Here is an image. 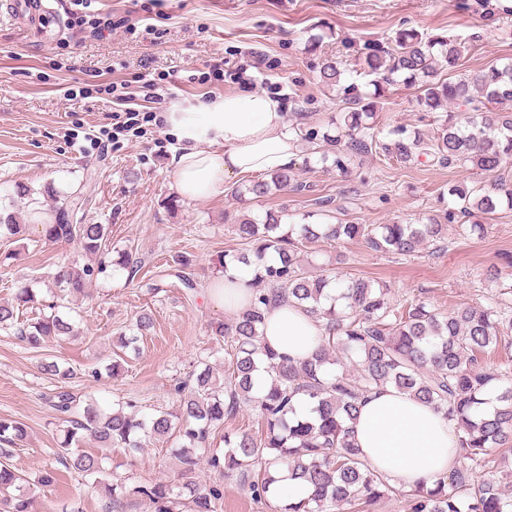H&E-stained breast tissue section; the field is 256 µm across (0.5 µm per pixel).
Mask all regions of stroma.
<instances>
[{
	"label": "stroma",
	"mask_w": 512,
	"mask_h": 512,
	"mask_svg": "<svg viewBox=\"0 0 512 512\" xmlns=\"http://www.w3.org/2000/svg\"><path fill=\"white\" fill-rule=\"evenodd\" d=\"M48 2L62 30L47 44L0 15V206L26 226L24 240L0 239V301L12 297L17 282L43 276L62 255L76 253L44 242L40 225L31 221L32 197L47 210L61 194L84 202L90 222L109 225L113 247L136 249L142 268L133 278L123 271L100 273L97 259H88L95 274L88 296L74 302L75 337L33 349L0 331V419L26 425L28 436L14 448L12 463L30 478L55 465L58 448L59 426L48 398L61 385L43 373L45 359L76 371V379L63 385L75 396L104 405L133 399L147 413L175 408L178 384L189 380L200 362L223 372L224 354L212 330L231 315L211 300L209 285L224 252L241 248L225 215L254 217L284 208L318 221H415L440 215V197L449 186L481 180L463 167L429 162L404 167L382 156L353 165L345 176L308 170L304 146L294 160L301 190L241 201L233 197L230 180L224 193L187 202L172 189L178 144L166 129L107 141L119 109L109 93L112 84L127 85L136 103L145 106L149 99L141 76L155 81L170 74L169 93L157 106L165 112L178 102L204 104L239 90L233 73L251 62L253 89L278 91L293 120L318 126L344 99L342 88L318 83L322 62L336 60L347 71L346 84L367 92L368 77L355 71L357 49L367 42L391 45L399 30L464 39L470 46L463 61L467 70L512 59V5L506 0H92V11L101 16L143 22L135 34L119 29L99 40L71 25L70 0ZM215 63L222 65L224 80L189 82V75ZM85 84L93 87L89 98L67 96V89ZM418 94L417 87L401 83L385 88L380 134L417 125ZM20 186L30 188L32 197L18 196ZM471 224V218L457 217L444 240L411 256L376 252L353 240L313 245L304 259L342 279L384 283L397 303L421 299L444 312L462 304L512 306V278L491 282L485 276L487 268L512 258V211L487 220L481 235ZM339 252L345 256L340 264ZM179 255L192 261L186 274L194 289L173 285ZM144 312L154 325L140 337L138 353L123 354L116 374L104 373V365L119 354L117 336ZM105 465L131 487L180 477V464L165 443L148 444L134 458L112 449ZM106 503L82 477L64 471L35 512H107Z\"/></svg>",
	"instance_id": "obj_1"
}]
</instances>
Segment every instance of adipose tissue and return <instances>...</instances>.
<instances>
[{
  "instance_id": "ef3b65f1",
  "label": "adipose tissue",
  "mask_w": 512,
  "mask_h": 512,
  "mask_svg": "<svg viewBox=\"0 0 512 512\" xmlns=\"http://www.w3.org/2000/svg\"><path fill=\"white\" fill-rule=\"evenodd\" d=\"M164 118L183 144L173 189L190 202L222 193L228 180L284 168L299 152L281 101L249 88L225 93L200 108L165 113ZM250 278L243 270L216 277L210 285L212 299L225 310H243L251 301ZM322 334V320L285 303L269 310L263 328L265 343L295 360L314 353ZM351 436L369 466L406 491L434 486L460 464L453 425L430 405L392 387L361 400Z\"/></svg>"
}]
</instances>
